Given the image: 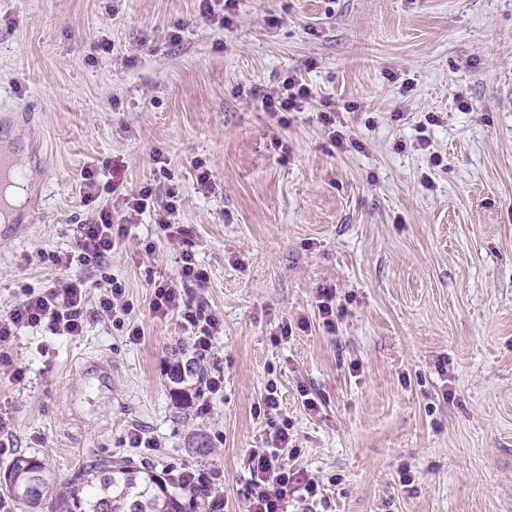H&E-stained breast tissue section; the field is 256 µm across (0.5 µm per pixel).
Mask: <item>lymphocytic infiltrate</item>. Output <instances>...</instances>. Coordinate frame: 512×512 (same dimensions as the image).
Masks as SVG:
<instances>
[{
  "label": "lymphocytic infiltrate",
  "mask_w": 512,
  "mask_h": 512,
  "mask_svg": "<svg viewBox=\"0 0 512 512\" xmlns=\"http://www.w3.org/2000/svg\"><path fill=\"white\" fill-rule=\"evenodd\" d=\"M316 95L308 84L294 76L286 77L281 93L265 98L264 106L270 112H299L309 107ZM122 229L113 224L111 211L100 210L96 219L81 225L73 251L56 255L55 265L68 269L69 276L53 289L42 291L24 288L20 299L0 315V364L11 365L9 348L24 329H41L57 336L83 335L88 325L107 318L123 325L124 318L133 310L124 285L108 279L97 299H90L92 285L83 272L101 267L111 255ZM178 282H159L154 286L150 311L154 316L180 317L196 358H206L212 349L214 336L223 328L222 320L200 306L191 305L183 298L181 287L186 283L204 285L206 271L199 266L190 251H182ZM290 423L282 421L269 434L268 446L254 450L246 458L250 473V512H286L289 491H304L307 497L318 494L319 485L303 473L286 468L278 462V452L290 442Z\"/></svg>",
  "instance_id": "lymphocytic-infiltrate-1"
}]
</instances>
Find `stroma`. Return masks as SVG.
<instances>
[{
	"instance_id": "35a3bbf8",
	"label": "stroma",
	"mask_w": 512,
	"mask_h": 512,
	"mask_svg": "<svg viewBox=\"0 0 512 512\" xmlns=\"http://www.w3.org/2000/svg\"><path fill=\"white\" fill-rule=\"evenodd\" d=\"M230 18L201 0H0V112L23 117L0 140L21 144L29 187L24 223L0 222V315L22 285L66 278L52 254L131 190L178 193L185 231L168 241L143 215L89 273L124 284L140 339L108 319L14 339L0 463L45 462L38 512L117 457L200 472L219 512H247L273 383L294 446L279 461L320 485L288 512H512V0H237ZM291 74L355 104L336 116L352 149L319 107L264 111ZM87 169L113 187L91 203ZM185 249L208 273L189 300L224 322L205 360L223 389L187 411L167 366L190 341L149 309ZM134 429L155 447H130ZM196 429L214 444L201 461Z\"/></svg>"
}]
</instances>
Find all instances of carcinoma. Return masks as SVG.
<instances>
[{
    "mask_svg": "<svg viewBox=\"0 0 512 512\" xmlns=\"http://www.w3.org/2000/svg\"><path fill=\"white\" fill-rule=\"evenodd\" d=\"M208 370L200 359L175 358L169 366L174 385L171 396L181 409L190 408L203 396ZM190 451L200 457L212 453L213 442L202 432L190 434ZM181 474L160 475L154 468L130 458H118L87 471L81 482L59 495L60 512H191V508L210 510L211 490L199 488L185 493ZM47 486L44 462L20 454L0 468V490L19 508L34 509Z\"/></svg>",
    "mask_w": 512,
    "mask_h": 512,
    "instance_id": "obj_1",
    "label": "carcinoma"
}]
</instances>
